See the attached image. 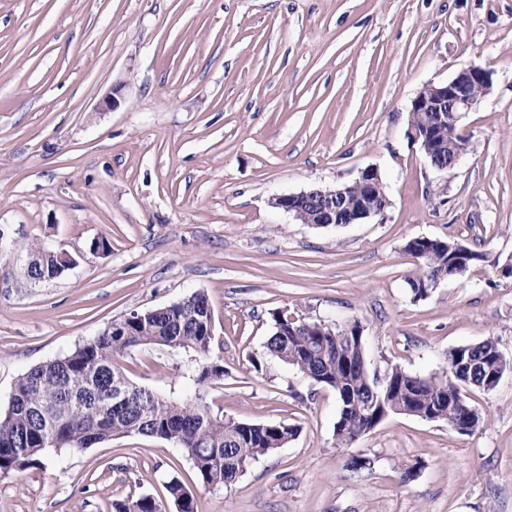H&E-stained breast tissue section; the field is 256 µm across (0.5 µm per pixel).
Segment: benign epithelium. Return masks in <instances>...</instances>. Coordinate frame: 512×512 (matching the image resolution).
Here are the masks:
<instances>
[{"mask_svg":"<svg viewBox=\"0 0 512 512\" xmlns=\"http://www.w3.org/2000/svg\"><path fill=\"white\" fill-rule=\"evenodd\" d=\"M491 71L479 66L462 69L453 79L446 83L429 84L426 91L419 93L412 102V111L427 112L435 116L430 124L424 127L410 126L409 135L416 142H422L421 149L426 156H431L435 148L441 146L437 137V126L447 122L453 127L461 126L465 114L472 111L480 99L476 93L486 96L491 89ZM360 192L361 204L350 223L384 213L377 208L376 199L386 197L385 185L375 168L361 172L360 176L349 184L331 190L321 188L302 191L296 194L280 195L271 198L270 204L287 212L303 224H338L334 200L348 195L352 189Z\"/></svg>","mask_w":512,"mask_h":512,"instance_id":"7a95c632","label":"benign epithelium"}]
</instances>
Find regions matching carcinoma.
<instances>
[{
	"mask_svg": "<svg viewBox=\"0 0 512 512\" xmlns=\"http://www.w3.org/2000/svg\"><path fill=\"white\" fill-rule=\"evenodd\" d=\"M405 250L419 272L407 280L411 300L427 298L436 283L468 271L460 258L472 249L455 240L416 237ZM28 267L32 280L54 278L64 271L58 252L34 248ZM361 328L355 320L343 327L301 321L279 311L266 342L267 353L299 371L313 383L336 393L339 411L336 442L352 441L371 420L366 408L372 388L389 394L399 406L443 421L459 433L474 431L467 424L472 405L462 395L469 387L491 391L497 345L491 340L464 346L460 358L448 362L439 377H419L398 367L378 376L370 371L366 352H358L348 332ZM213 322L206 294L193 292L180 301L112 321L94 338L67 355L34 366L20 375L5 411L0 412V474L23 472L40 463L48 450L81 448L91 437L103 443L118 436L140 434L165 440L191 462L203 486L220 489L236 481L246 467L279 448L298 433L288 423H252L226 419L214 412L205 390L224 380L221 359L212 355ZM163 346L187 356L188 378L194 391L181 398L154 392L131 382L120 358L133 348ZM167 491L182 512H194V496L176 477ZM112 512H161L149 495L115 500Z\"/></svg>",
	"mask_w": 512,
	"mask_h": 512,
	"instance_id": "cac0c4a2",
	"label": "carcinoma"
}]
</instances>
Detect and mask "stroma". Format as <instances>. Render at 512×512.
I'll return each instance as SVG.
<instances>
[{
	"mask_svg": "<svg viewBox=\"0 0 512 512\" xmlns=\"http://www.w3.org/2000/svg\"><path fill=\"white\" fill-rule=\"evenodd\" d=\"M467 66L489 69L491 90L462 120L466 154L439 171L408 136L412 102ZM367 168L383 215L318 226L270 205ZM415 237L481 258L415 302ZM40 243L76 266L27 281ZM510 260L512 0H0V410L28 369L201 291L224 365L214 412L299 429L218 490L154 437L52 450L0 476V512H112L142 495L178 512L173 477L196 512H512V372L472 391L470 434L392 415L343 447L335 393L265 349L285 309L360 320L380 374L438 375L448 349L487 339L512 360ZM180 363L166 347L121 360L162 392L188 391ZM353 455L374 464L348 471Z\"/></svg>",
	"mask_w": 512,
	"mask_h": 512,
	"instance_id": "obj_1",
	"label": "stroma"
}]
</instances>
